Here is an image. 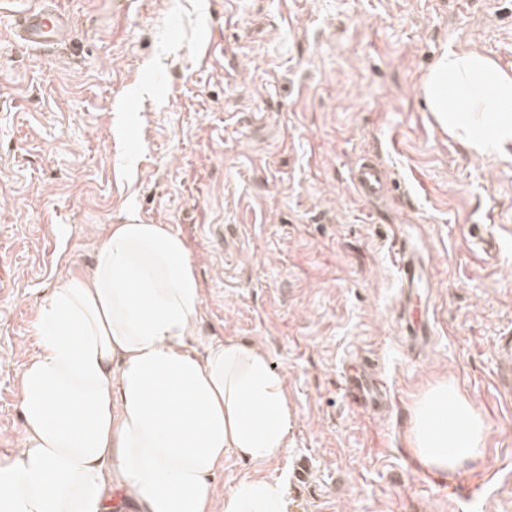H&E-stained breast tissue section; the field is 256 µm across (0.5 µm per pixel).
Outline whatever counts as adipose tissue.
Returning <instances> with one entry per match:
<instances>
[{
	"label": "adipose tissue",
	"mask_w": 512,
	"mask_h": 512,
	"mask_svg": "<svg viewBox=\"0 0 512 512\" xmlns=\"http://www.w3.org/2000/svg\"><path fill=\"white\" fill-rule=\"evenodd\" d=\"M441 124L482 154L512 152V71L446 47L421 84ZM202 289L185 241L166 224H112L88 272L61 279L34 319L18 381L16 452L0 458V512H212L227 455L262 465L288 452L285 378L261 348L201 342ZM422 462L455 471L482 422L452 387L412 415ZM224 512H288L287 484L244 480Z\"/></svg>",
	"instance_id": "ef3b65f1"
}]
</instances>
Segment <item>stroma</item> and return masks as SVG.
Instances as JSON below:
<instances>
[{
    "mask_svg": "<svg viewBox=\"0 0 512 512\" xmlns=\"http://www.w3.org/2000/svg\"><path fill=\"white\" fill-rule=\"evenodd\" d=\"M40 0H0V456L22 430L32 319L111 224H166L203 288L196 334L262 348L286 381L292 512H512V158L440 126L420 91L443 46L512 70V0H58L54 48L14 44ZM364 161L382 195L351 183ZM421 249L435 336L405 346L392 254ZM391 411L346 390L351 363ZM454 387L479 454L418 469L410 418Z\"/></svg>",
    "mask_w": 512,
    "mask_h": 512,
    "instance_id": "obj_1",
    "label": "stroma"
}]
</instances>
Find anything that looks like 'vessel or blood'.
Listing matches in <instances>:
<instances>
[{
  "label": "vessel or blood",
  "instance_id": "1",
  "mask_svg": "<svg viewBox=\"0 0 512 512\" xmlns=\"http://www.w3.org/2000/svg\"><path fill=\"white\" fill-rule=\"evenodd\" d=\"M71 24L69 15L47 5L26 14L19 23L17 35L28 45L50 46L67 38ZM353 183L362 195L375 196L383 186L382 172L374 164H361L354 173ZM394 263L399 272L404 332L414 344H425L434 326L428 305L421 301L432 286L428 266L423 256L405 247L395 252ZM345 382L347 386L361 391L375 406L388 396L382 380L355 365L346 371Z\"/></svg>",
  "mask_w": 512,
  "mask_h": 512
}]
</instances>
